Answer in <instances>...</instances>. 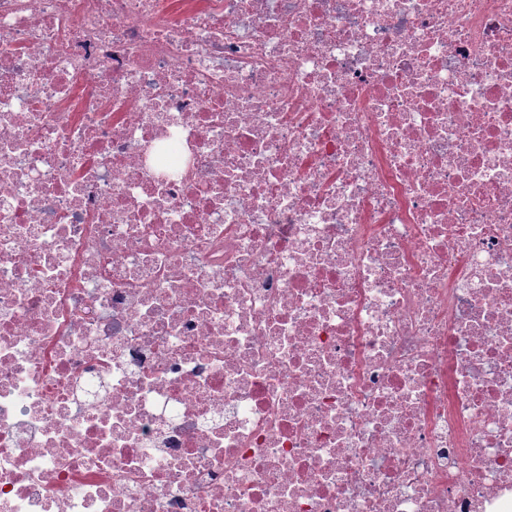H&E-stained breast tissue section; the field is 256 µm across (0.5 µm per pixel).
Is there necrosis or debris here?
I'll return each mask as SVG.
<instances>
[{
    "mask_svg": "<svg viewBox=\"0 0 512 512\" xmlns=\"http://www.w3.org/2000/svg\"><path fill=\"white\" fill-rule=\"evenodd\" d=\"M0 512H512V0H0Z\"/></svg>",
    "mask_w": 512,
    "mask_h": 512,
    "instance_id": "1",
    "label": "necrosis or debris"
}]
</instances>
